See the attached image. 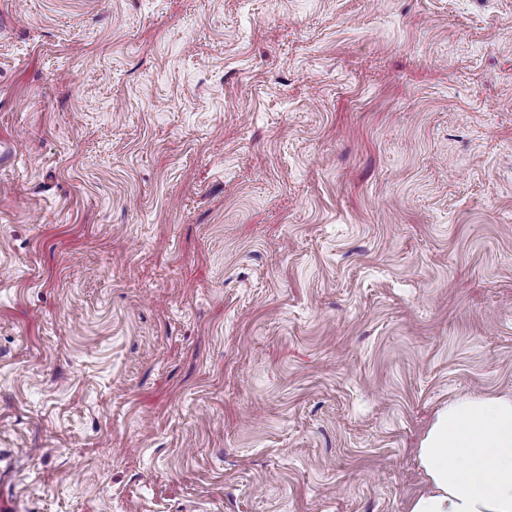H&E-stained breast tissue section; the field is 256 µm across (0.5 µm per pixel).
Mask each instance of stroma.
<instances>
[{
  "label": "stroma",
  "mask_w": 512,
  "mask_h": 512,
  "mask_svg": "<svg viewBox=\"0 0 512 512\" xmlns=\"http://www.w3.org/2000/svg\"><path fill=\"white\" fill-rule=\"evenodd\" d=\"M512 395V0H0V512H406Z\"/></svg>",
  "instance_id": "stroma-1"
}]
</instances>
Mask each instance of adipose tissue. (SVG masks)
I'll return each instance as SVG.
<instances>
[{"label":"adipose tissue","mask_w":512,"mask_h":512,"mask_svg":"<svg viewBox=\"0 0 512 512\" xmlns=\"http://www.w3.org/2000/svg\"><path fill=\"white\" fill-rule=\"evenodd\" d=\"M416 459L425 486L407 512H512V397L449 400L420 439Z\"/></svg>","instance_id":"adipose-tissue-1"}]
</instances>
